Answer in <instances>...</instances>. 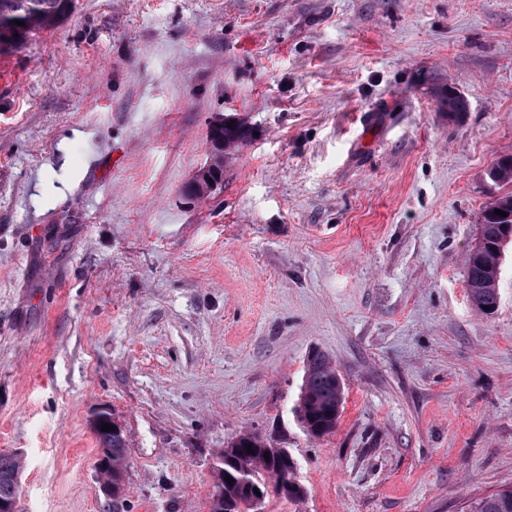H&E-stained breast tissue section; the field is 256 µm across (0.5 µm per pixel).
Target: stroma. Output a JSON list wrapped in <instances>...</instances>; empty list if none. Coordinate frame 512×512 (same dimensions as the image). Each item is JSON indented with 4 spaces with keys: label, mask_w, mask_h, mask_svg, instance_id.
Returning a JSON list of instances; mask_svg holds the SVG:
<instances>
[{
    "label": "stroma",
    "mask_w": 512,
    "mask_h": 512,
    "mask_svg": "<svg viewBox=\"0 0 512 512\" xmlns=\"http://www.w3.org/2000/svg\"><path fill=\"white\" fill-rule=\"evenodd\" d=\"M0 80L19 512H99L102 410L128 512H209L246 432L306 490L265 512H465L512 486V245L493 313L465 267L512 154V0H69ZM225 116L254 136L188 200ZM315 349L344 386L321 439L293 412ZM432 88L436 89L435 97L438 105V111L448 112L449 115H458L467 112V102L465 98L458 92L456 88L447 82L438 80L432 82ZM107 411H101L94 415L91 423L92 429L98 427L102 422L110 420L112 425V414ZM96 442L98 446L99 460L98 465L106 461V467L98 469L99 480L107 482L112 479V482H120L122 485L121 494L112 498V484H100V491L107 499H112L110 502H104L102 512H127L123 510L124 502L126 501V472H127V452H128V439L124 429L116 433L115 431H102V425L94 430ZM122 509V510H121Z\"/></svg>",
    "instance_id": "1"
}]
</instances>
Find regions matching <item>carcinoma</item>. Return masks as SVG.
<instances>
[{
  "mask_svg": "<svg viewBox=\"0 0 512 512\" xmlns=\"http://www.w3.org/2000/svg\"><path fill=\"white\" fill-rule=\"evenodd\" d=\"M66 0H0V17H8L22 24L0 27V46L13 44L25 38L28 31L44 26L61 12ZM436 89L438 111L458 115L467 111L465 98L447 82H432ZM224 141L238 149L248 143L253 131L234 117L224 118ZM233 126H227V123ZM483 243L472 247L466 257L467 287L470 302L479 312L484 307L495 309L499 303L498 269L502 256L501 241L512 237V215L503 217L495 213V206L488 205L482 213ZM343 407V383L336 368L323 353H312L305 364L302 385L293 408L304 431L313 438L327 437L336 431ZM99 461L106 467L98 470L99 480L119 482L121 494L102 506V512H121L126 501V472L128 439L121 431L94 430ZM237 452L228 457L224 452L216 455L214 471L218 473L215 493L211 499V512H247L250 495L256 488L263 494L281 495V481L290 469L288 449L271 448L261 434L248 432L235 439ZM253 452H248L247 446ZM23 470L22 457L14 453H0V501L18 510L21 487L8 476ZM233 481H226V477ZM468 512H512V488L503 489L481 497L471 503Z\"/></svg>",
  "mask_w": 512,
  "mask_h": 512,
  "instance_id": "cac0c4a2",
  "label": "carcinoma"
}]
</instances>
